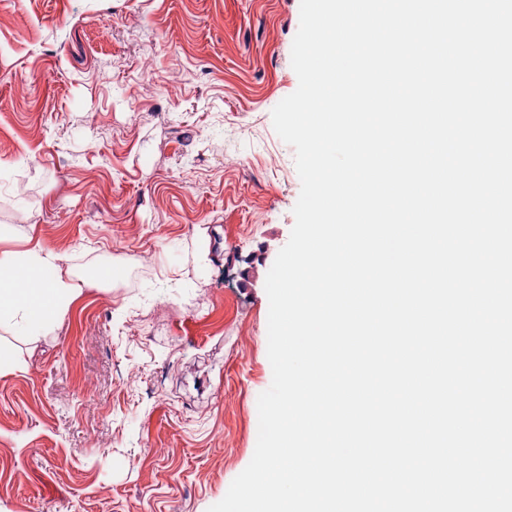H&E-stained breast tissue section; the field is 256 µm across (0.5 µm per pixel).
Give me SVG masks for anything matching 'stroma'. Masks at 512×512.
<instances>
[{
    "instance_id": "obj_1",
    "label": "stroma",
    "mask_w": 512,
    "mask_h": 512,
    "mask_svg": "<svg viewBox=\"0 0 512 512\" xmlns=\"http://www.w3.org/2000/svg\"><path fill=\"white\" fill-rule=\"evenodd\" d=\"M299 23L300 0H0V251L87 282L47 335L0 329V512H208L251 461Z\"/></svg>"
}]
</instances>
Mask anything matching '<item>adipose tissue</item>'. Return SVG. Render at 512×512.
I'll return each mask as SVG.
<instances>
[{
  "instance_id": "1",
  "label": "adipose tissue",
  "mask_w": 512,
  "mask_h": 512,
  "mask_svg": "<svg viewBox=\"0 0 512 512\" xmlns=\"http://www.w3.org/2000/svg\"><path fill=\"white\" fill-rule=\"evenodd\" d=\"M82 290L52 249L0 253V327L24 326L30 335L52 330Z\"/></svg>"
}]
</instances>
